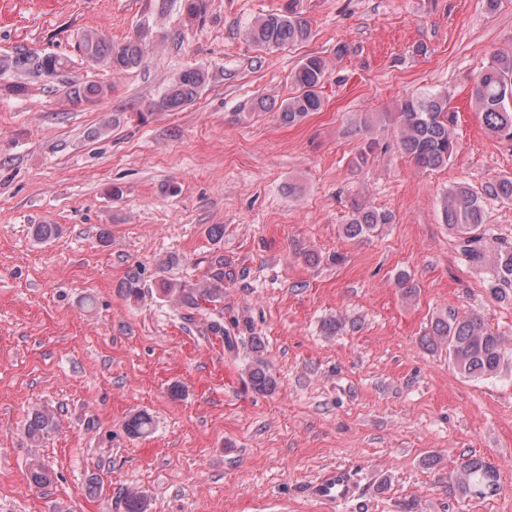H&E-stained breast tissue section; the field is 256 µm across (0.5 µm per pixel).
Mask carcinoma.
<instances>
[{
  "mask_svg": "<svg viewBox=\"0 0 512 512\" xmlns=\"http://www.w3.org/2000/svg\"><path fill=\"white\" fill-rule=\"evenodd\" d=\"M311 37L308 21L301 17L293 4L286 13H269L257 18L249 30L251 41L264 47H286L306 42ZM85 57L116 73L137 68L143 64L146 47L140 40H130L120 46L109 43L94 30L82 33L79 43ZM67 61L57 55L35 56L18 52L0 57V72L13 73L20 81L13 91L24 94L28 81L43 80L52 83L63 77ZM328 60L320 55L303 59L291 73V82L297 93L282 105L283 123L295 125L322 109L319 93L328 73ZM208 72L189 67L181 71L169 85L161 106L175 110L191 102L206 83ZM105 93L101 85H71L68 95L73 100L99 97ZM471 104L480 114L485 132L492 138L512 143V53L497 52L476 75L470 96ZM399 113V146L422 171H434L448 166L458 150L456 126L458 112L451 106L448 95L424 92L402 97L397 103ZM485 193L495 198L512 201V176H500L485 187ZM483 193V194H485ZM483 194L467 183H458L448 190L442 201V215L448 229L458 236L461 253L473 265L485 270L484 287L498 302L512 301V241L501 240L494 247L486 241V211ZM392 223L386 211L352 205L347 222L342 225L348 239L373 236L382 226ZM162 293L178 307L191 314L217 309L224 300V258L212 263L210 276L193 285L165 282ZM209 332L224 338L225 346L236 348V337L224 327L223 313L210 317ZM426 350L445 349L448 358L466 378L483 381L498 378L512 367V341L489 327L477 314L456 315L439 312L431 317L429 329L420 338ZM252 355L247 368L251 388L271 395L277 380L264 357L261 337H251ZM57 426L55 413L46 407L32 409L25 427L26 437L38 443ZM153 416L140 411L125 423L127 433L135 438L150 434ZM30 486L42 489L52 482L51 473L38 459L28 467ZM500 488L499 475L490 463L477 454L463 458L455 481L448 487L451 495L482 496ZM123 512H148V497L133 488L119 490L117 497Z\"/></svg>",
  "mask_w": 512,
  "mask_h": 512,
  "instance_id": "obj_1",
  "label": "carcinoma"
}]
</instances>
